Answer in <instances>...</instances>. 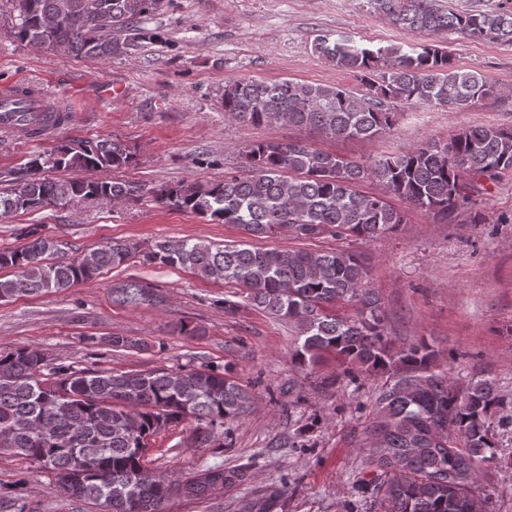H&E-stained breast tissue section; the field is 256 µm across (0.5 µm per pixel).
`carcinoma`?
<instances>
[{
    "label": "carcinoma",
    "instance_id": "1",
    "mask_svg": "<svg viewBox=\"0 0 512 512\" xmlns=\"http://www.w3.org/2000/svg\"><path fill=\"white\" fill-rule=\"evenodd\" d=\"M9 2L10 32L19 42L76 57L112 58L138 47L144 38L139 23L164 0ZM371 2L404 29L512 43V9L472 13L440 0ZM314 48L352 73L363 89L227 80L224 112L241 123H288L334 139H371L392 127L400 103L464 110L495 94L482 74L456 68L440 44L402 54L395 47L323 34ZM242 157L246 175L160 187L153 197L258 239L274 233L293 239H374L396 231L406 217L385 197L360 191L361 182L374 179L387 193L446 218L481 191L482 182L512 172V127H464L444 142L430 138L364 163L300 140L255 142L244 147ZM134 159L113 138L70 140L34 155L24 164V177L8 172L0 179V216L74 200L137 199L141 188L125 182L47 176L54 170L115 171ZM28 236L29 243L0 251V268L12 270L11 277L0 279V301L62 292L137 256L144 264L188 268L232 284L258 310L296 323L291 362L302 371L332 357L341 367L338 381L387 375L367 431L375 444L365 462L371 478L359 479L358 491H383V512H471L478 488L473 476L496 459L490 418L501 402L494 382L471 379L460 387L436 363L426 341L393 346L385 337V311L356 255L264 249L248 241L233 246L164 241L142 249L112 240L53 261L56 243L35 231ZM149 297L136 282L112 287L118 304ZM345 304L356 306V314L336 313ZM44 370L39 350L0 353V448L54 472L59 487L72 496L99 503L107 512H164L174 495L201 499L241 478L234 469L213 467L183 480L166 474L138 480L151 438L167 424L194 419L195 439L204 443L215 429L245 415L251 396L229 367Z\"/></svg>",
    "mask_w": 512,
    "mask_h": 512
}]
</instances>
